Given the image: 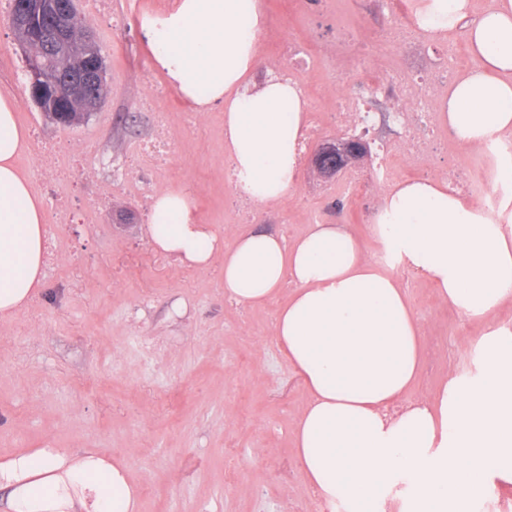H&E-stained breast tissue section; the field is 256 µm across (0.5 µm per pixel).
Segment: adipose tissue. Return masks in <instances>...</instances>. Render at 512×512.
Segmentation results:
<instances>
[{"label":"adipose tissue","mask_w":512,"mask_h":512,"mask_svg":"<svg viewBox=\"0 0 512 512\" xmlns=\"http://www.w3.org/2000/svg\"><path fill=\"white\" fill-rule=\"evenodd\" d=\"M419 30H463L473 61L449 82L437 120L470 149L512 136V0H413ZM143 28L168 84L195 111L224 106V152L243 199L291 194L302 162L308 100L274 73L256 80L262 0H177ZM29 134L13 96L0 95V319L41 285L46 257L40 200L18 167ZM493 186H510L498 209L446 180L388 187L373 237L380 263L341 224H315L293 241L270 232L232 247L197 223L186 190L158 194L156 250L198 268L224 261V294L254 305L290 287L274 322L277 345L308 401L294 430L307 483L342 512H480L497 482L512 480V331L493 314L512 304V159L497 158ZM433 283L440 300L483 324L473 371L443 382L435 402L407 401L422 366V324L396 267ZM9 512H139V488L122 461L96 452L34 448L0 460Z\"/></svg>","instance_id":"ef3b65f1"}]
</instances>
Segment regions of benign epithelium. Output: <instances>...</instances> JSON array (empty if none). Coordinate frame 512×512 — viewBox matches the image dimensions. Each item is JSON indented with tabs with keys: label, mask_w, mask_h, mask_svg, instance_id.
Returning a JSON list of instances; mask_svg holds the SVG:
<instances>
[{
	"label": "benign epithelium",
	"mask_w": 512,
	"mask_h": 512,
	"mask_svg": "<svg viewBox=\"0 0 512 512\" xmlns=\"http://www.w3.org/2000/svg\"><path fill=\"white\" fill-rule=\"evenodd\" d=\"M41 3L43 0H35L26 6L24 25L16 26L20 38H26L31 26L36 23L37 18L41 17ZM50 3L52 9L60 14L62 21L68 23L75 17L76 0H61L59 3L50 0ZM56 49L62 54L76 52L82 56L86 63L82 77L73 79L61 75L56 82L48 85L45 83L42 66L36 61H31L28 63L29 96L52 121L62 126H69L79 122V119L66 112L61 104L70 99L72 94L83 95L88 103L87 109L82 113V120L89 119L93 112L98 110L103 99L101 88L104 86V58L99 53L95 37L90 33L73 42L61 31L56 36ZM367 149V142L361 139L325 140L315 151L312 164L320 173L332 175L348 169Z\"/></svg>",
	"instance_id": "7a95c632"
}]
</instances>
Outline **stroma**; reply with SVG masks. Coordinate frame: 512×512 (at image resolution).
Instances as JSON below:
<instances>
[{"instance_id": "35a3bbf8", "label": "stroma", "mask_w": 512, "mask_h": 512, "mask_svg": "<svg viewBox=\"0 0 512 512\" xmlns=\"http://www.w3.org/2000/svg\"><path fill=\"white\" fill-rule=\"evenodd\" d=\"M176 0H110L99 16L80 6L82 26L102 48L108 93L88 121L61 126L34 105L27 59L0 14V93L18 102L19 123L47 143L90 142L84 172L49 184L33 150L19 159L45 205L46 235L57 262L10 320L0 321V458L30 448L94 449L125 463L137 483L140 512H315L292 445L307 402L296 370L281 354L273 323L286 295L262 305L224 295L222 260L190 266L157 252L150 240L153 194L183 188L198 223L232 245L237 234L265 229L291 240L316 216L347 225L370 256L379 247L363 217L379 193L345 195L343 178L317 174L303 158L295 191L273 206L251 205L224 176V108L191 111L170 90L142 27ZM267 27L262 66H288V43L321 46L322 56L291 75L307 97H336L365 79L363 66L336 56L356 24L378 43L390 26L377 0H262ZM448 53L470 66L463 33L420 35L418 61ZM157 96L173 136L171 160L134 172L129 155L155 129L143 102ZM77 215L63 223L60 208ZM398 277L423 323L422 370L410 399H433L449 374L472 369L467 342L479 329L441 303L421 276Z\"/></svg>"}]
</instances>
